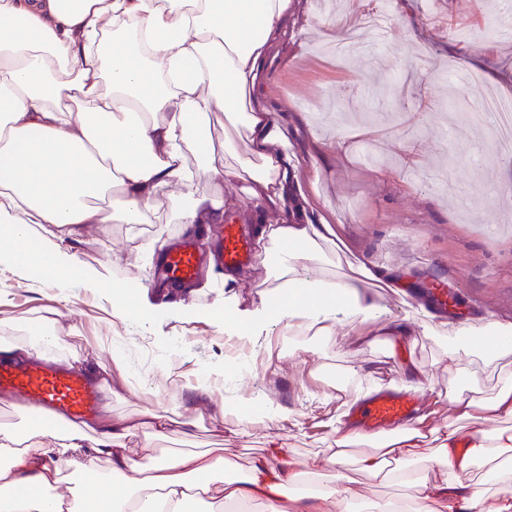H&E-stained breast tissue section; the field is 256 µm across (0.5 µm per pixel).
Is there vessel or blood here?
<instances>
[{
	"label": "vessel or blood",
	"instance_id": "vessel-or-blood-1",
	"mask_svg": "<svg viewBox=\"0 0 512 512\" xmlns=\"http://www.w3.org/2000/svg\"><path fill=\"white\" fill-rule=\"evenodd\" d=\"M216 242L211 258L229 268L243 263L250 251L248 240L238 225L213 227ZM201 257L186 239L165 245L160 254L159 275L171 289L194 283ZM0 392L11 396L12 403L32 408H49L67 417H86L100 406V393L83 368L71 365L61 369L51 363L15 360L0 362ZM418 395L404 391H384L372 396L355 409L357 427L372 435L394 430L414 411Z\"/></svg>",
	"mask_w": 512,
	"mask_h": 512
}]
</instances>
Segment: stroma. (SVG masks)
Returning a JSON list of instances; mask_svg holds the SVG:
<instances>
[{"label":"stroma","mask_w":512,"mask_h":512,"mask_svg":"<svg viewBox=\"0 0 512 512\" xmlns=\"http://www.w3.org/2000/svg\"><path fill=\"white\" fill-rule=\"evenodd\" d=\"M510 25L512 0H298L261 70L263 103L288 128L309 213L338 224L354 255L400 282L380 291L384 318L421 305L418 289L440 279L458 302L457 313L444 315L450 325L512 326V156L493 153L492 128L473 119L487 88L512 99V40L493 34ZM224 195L234 201L229 216L253 242L241 277L211 265L184 294H154L156 255L143 243L189 236L203 252L212 244L205 225L170 223L163 203L156 223L88 224L77 245L89 268L139 288L140 316L115 319L106 290H63L31 272L0 270V339H30L35 322H46L67 338L59 358L82 360L88 371L126 347L129 366L112 375L113 421L138 423L162 405L193 425L192 437L173 441L137 431L132 447L157 456L220 448L243 467L275 441L300 457H323L337 406L354 399L329 376L352 366L397 383L403 367L416 366L435 390L424 404L425 425L446 430L454 417L446 393L460 376L438 328H417L415 343L394 354L373 341L372 324L346 323L311 354L304 336L280 323L266 336L241 330L245 351L228 361L230 337L215 309L227 298L258 302L270 282L259 259L262 210L232 186ZM203 380L210 391L200 396ZM198 397L215 412L271 400L281 420L267 428L229 415L217 427L198 415ZM368 451H349L356 490L409 502L421 463L395 462L407 483L379 485L358 465Z\"/></svg>","instance_id":"35a3bbf8"}]
</instances>
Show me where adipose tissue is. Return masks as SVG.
<instances>
[{
    "label": "adipose tissue",
    "instance_id": "ef3b65f1",
    "mask_svg": "<svg viewBox=\"0 0 512 512\" xmlns=\"http://www.w3.org/2000/svg\"><path fill=\"white\" fill-rule=\"evenodd\" d=\"M295 0H0V265L37 273L60 288L107 289L120 321L140 305L124 283L86 267L75 248L83 225L148 224L161 198L179 224L224 213V185L273 211L261 224V263L275 297L251 307L224 304V330L259 335L295 319L330 333L346 313L375 326L378 340L402 348L430 311L386 320L374 294L397 282L348 258L338 225L298 206L289 179L288 134L260 101L259 71L277 49ZM226 135L214 147L211 117ZM244 133L238 151L234 133ZM207 183L209 193L198 191ZM346 259L337 278L321 271L324 247ZM479 325L453 328L449 364H493L512 348L478 345ZM455 418L423 434V417L373 439L361 468L393 480V461L421 460L411 512H512V490L477 489L467 475L483 458L512 459V373L500 372L493 397L471 387L448 394ZM324 460L271 444L225 479L222 449L141 455L132 427L109 408L92 421L25 431L0 428V512H193L211 499L230 507L264 503L265 512H400L392 500L357 491L345 473L347 450L362 434L336 423ZM467 447H460V437ZM106 469H99V459ZM336 469L322 487H302L304 472Z\"/></svg>",
    "mask_w": 512,
    "mask_h": 512
}]
</instances>
